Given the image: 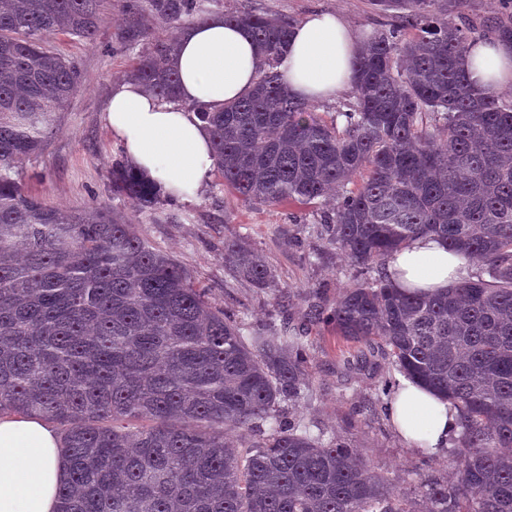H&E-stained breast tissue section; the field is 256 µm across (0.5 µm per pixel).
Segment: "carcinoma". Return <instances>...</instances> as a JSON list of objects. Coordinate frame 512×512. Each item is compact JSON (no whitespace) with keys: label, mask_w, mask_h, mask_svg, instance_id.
<instances>
[{"label":"carcinoma","mask_w":512,"mask_h":512,"mask_svg":"<svg viewBox=\"0 0 512 512\" xmlns=\"http://www.w3.org/2000/svg\"><path fill=\"white\" fill-rule=\"evenodd\" d=\"M223 0H120L119 44L172 29ZM391 17L366 39L331 120L288 93L279 58L294 20L224 10L261 64L238 101L197 115L215 171L245 204L321 205L322 232L357 268L328 311L354 343L347 365L389 357L459 412L458 476L421 475L395 496L335 437L280 409L307 388L309 346L291 327L245 330L117 207L63 213L28 193L19 164L42 146L78 70L55 35L98 40L112 0H8L0 8V415L62 428L58 512H512V90L474 91L466 45L487 39L467 0H371ZM175 36L158 35L126 77L175 97ZM112 198L138 210L155 184L112 163ZM419 236L486 266L439 295L402 292L387 262ZM224 266L274 288L264 257L224 241ZM250 434L246 453L229 431Z\"/></svg>","instance_id":"carcinoma-1"}]
</instances>
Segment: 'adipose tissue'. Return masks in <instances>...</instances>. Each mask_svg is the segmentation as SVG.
I'll return each instance as SVG.
<instances>
[{
	"label": "adipose tissue",
	"instance_id": "ef3b65f1",
	"mask_svg": "<svg viewBox=\"0 0 512 512\" xmlns=\"http://www.w3.org/2000/svg\"><path fill=\"white\" fill-rule=\"evenodd\" d=\"M172 66L179 76L175 99L146 92L138 83H118L105 121L122 144L126 160L158 182L163 192L192 201L214 168L211 139L197 109L229 104L257 78L259 55L249 30L223 14L184 25ZM361 41L339 15L316 11L296 23L278 66L289 92L308 102L335 100L353 83ZM465 67L483 96L512 87V44L468 45ZM473 266L431 237L396 253L387 266L394 287L435 293L469 277ZM392 423L413 452L439 451L459 431V416L447 399L402 380L390 404ZM66 478L61 436L37 417H0V512H55Z\"/></svg>",
	"mask_w": 512,
	"mask_h": 512
}]
</instances>
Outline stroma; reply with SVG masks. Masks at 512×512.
Listing matches in <instances>:
<instances>
[{
  "instance_id": "obj_1",
  "label": "stroma",
  "mask_w": 512,
  "mask_h": 512,
  "mask_svg": "<svg viewBox=\"0 0 512 512\" xmlns=\"http://www.w3.org/2000/svg\"><path fill=\"white\" fill-rule=\"evenodd\" d=\"M224 5L297 21L315 11L333 12L365 35L388 21L371 0H224ZM123 26L121 12L112 10L101 17L98 44L61 34L49 42L76 62L81 85L58 112L41 150L19 167L25 188L48 205L70 211L112 203V161L123 158L124 151L104 112L113 85L142 52L138 46L108 51ZM129 217L141 238L191 272L212 306L234 312L250 327L287 320L304 328L310 345L309 387L291 414L311 432L333 433L356 448L397 495L413 491L422 472L455 476L448 452H410L395 432L383 410L387 398L378 389L381 380L396 374L390 361L377 358L370 369L338 364L344 340L333 327L309 320L311 306L331 308L351 280L347 260L321 235L315 208L245 204L214 173L197 200H178L153 212L133 210ZM228 239L261 253L278 289L260 290L233 277L224 266Z\"/></svg>"
}]
</instances>
